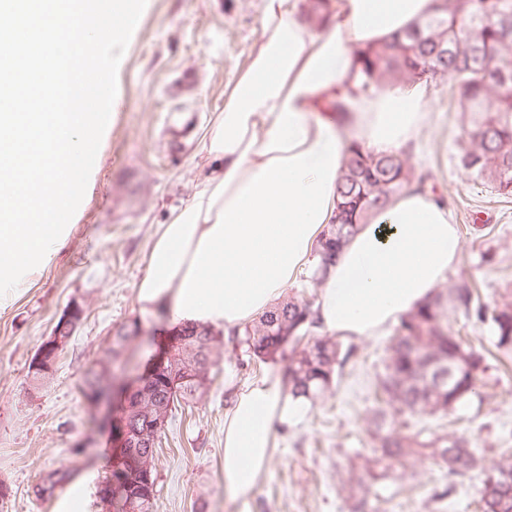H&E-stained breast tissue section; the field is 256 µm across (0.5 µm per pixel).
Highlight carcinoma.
<instances>
[{"mask_svg": "<svg viewBox=\"0 0 512 512\" xmlns=\"http://www.w3.org/2000/svg\"><path fill=\"white\" fill-rule=\"evenodd\" d=\"M328 0H306L304 13L319 25L326 23ZM361 89L409 86L418 82L450 87L461 111L468 114L466 143L459 156L472 179L491 186L502 195H512V0H443L436 13L390 43L356 52ZM425 176L416 174L405 152L369 154L352 144L338 183L339 202L335 223L324 232L318 263L307 277L319 288L338 253L358 226L390 198ZM473 287L466 281L443 286L431 301L401 317L376 376L382 398L366 421L379 438L377 466L389 468L408 457L424 454L448 470L463 476L479 464L470 440L457 432L436 433L428 427L407 433L406 417L419 419L445 414L479 394L486 371L485 356L464 347L448 326V309L469 307ZM477 318L490 321L494 344L512 349V294L502 298L491 313L477 310ZM317 324L311 303L294 297L277 305L259 320L230 332L231 341L249 357L268 359L291 347L288 365L289 393L316 404L329 389L335 371L342 367L340 343L312 336ZM132 328L122 325L112 336L108 354L116 361L130 339ZM181 344L172 359L151 376L149 390L156 402L169 403V415L178 411L175 402L186 405L201 398L211 384L210 372L219 358V340L204 325H186L179 333ZM198 360L204 382L188 380L171 385L183 370ZM156 456V448H129L123 459L112 464L101 489L110 496L108 512H155L156 477L143 480V455ZM481 512H512V458L494 463L478 490ZM347 497L356 502L355 512H379L370 500H379L360 481L349 480Z\"/></svg>", "mask_w": 512, "mask_h": 512, "instance_id": "1", "label": "carcinoma"}]
</instances>
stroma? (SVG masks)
<instances>
[{
	"mask_svg": "<svg viewBox=\"0 0 512 512\" xmlns=\"http://www.w3.org/2000/svg\"><path fill=\"white\" fill-rule=\"evenodd\" d=\"M260 18L261 0H147L117 79L116 115L70 235L0 306V512H60L64 504L69 512H105L98 490L111 469V435L80 386L99 368L118 326L139 327L121 356L123 380L142 372L159 348L158 322L135 300L151 235L205 174L199 133L223 111L235 74L248 64ZM427 92L434 107L411 162L453 213L463 250L448 277L475 292L472 310L451 312L449 322L485 354L487 370L478 396L426 424L465 434L480 463L451 478L411 457L387 475L366 476V461L378 450L362 416L375 401L388 338L348 340L341 377L303 422L277 428V451L250 512H350L340 489L351 474L380 494L381 512H478L487 470L512 449V351L496 349L489 324L474 314L512 292V196L475 183L459 167L468 119L447 86ZM73 304L84 316L49 381L34 387L29 364ZM220 352L210 390L165 431L155 461L156 512H238L224 495V415L265 371L287 375L290 352L250 361L228 341ZM62 472L65 484L39 494L50 474Z\"/></svg>",
	"mask_w": 512,
	"mask_h": 512,
	"instance_id": "obj_1",
	"label": "stroma"
}]
</instances>
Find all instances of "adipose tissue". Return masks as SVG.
<instances>
[{
	"label": "adipose tissue",
	"instance_id": "adipose-tissue-1",
	"mask_svg": "<svg viewBox=\"0 0 512 512\" xmlns=\"http://www.w3.org/2000/svg\"><path fill=\"white\" fill-rule=\"evenodd\" d=\"M304 0H262L261 37L238 72L224 110L202 129L208 167L189 201L157 225L137 284L142 313L166 310L171 325L243 327L281 302L312 261L337 207L351 143L367 152L407 149L430 103L420 88L357 89V49L404 35L436 0H331L324 27ZM341 101L342 114L324 111ZM462 240L452 212L409 188L350 237L319 289L323 332L384 335L433 295ZM279 374L252 382L224 420V493L249 512L275 448V424L304 419Z\"/></svg>",
	"mask_w": 512,
	"mask_h": 512
}]
</instances>
